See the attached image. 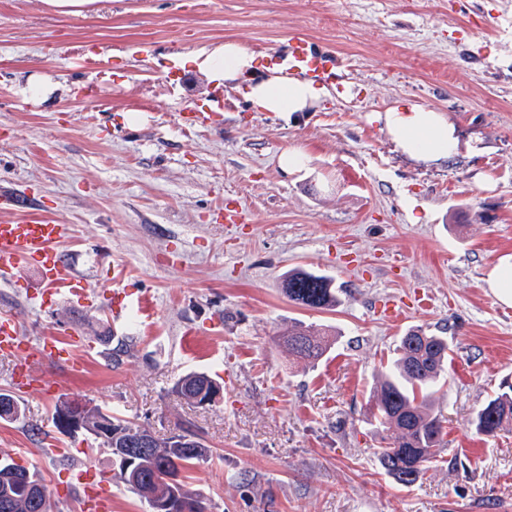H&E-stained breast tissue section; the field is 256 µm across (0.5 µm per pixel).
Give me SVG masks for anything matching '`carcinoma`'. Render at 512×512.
Listing matches in <instances>:
<instances>
[{"label": "carcinoma", "mask_w": 512, "mask_h": 512, "mask_svg": "<svg viewBox=\"0 0 512 512\" xmlns=\"http://www.w3.org/2000/svg\"><path fill=\"white\" fill-rule=\"evenodd\" d=\"M282 292L288 301L314 309H333L341 303L332 277L301 267L288 271ZM284 344L288 354L311 361L328 348L324 335L302 323L288 326ZM449 351L446 336L421 329L408 331L400 339L397 358L369 401L376 431L385 443L377 450L378 459L382 468L403 486L422 480L426 464L440 453L445 419L433 407L431 397L445 385ZM204 384L209 391H220L219 383L204 373L179 378L175 390L190 401ZM0 405V419H24V410L13 395L0 393ZM64 408L82 415L85 431L103 430L93 441L109 449L116 462H122L124 456L134 460L128 470H120L119 478L139 496L148 512H153L154 504L159 502L171 503L170 512H212V501L192 489L182 476L188 466L209 461L210 451L197 432L181 426L179 437L186 442H174L75 399L61 401L55 406V413ZM509 423L512 424V383L505 382L471 424L477 431L493 435ZM35 484L42 488L36 505L30 497ZM0 512H49V491L40 472L10 463L5 455H0Z\"/></svg>", "instance_id": "carcinoma-1"}]
</instances>
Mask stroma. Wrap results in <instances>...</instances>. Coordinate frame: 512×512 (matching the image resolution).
<instances>
[{
  "label": "stroma",
  "instance_id": "obj_1",
  "mask_svg": "<svg viewBox=\"0 0 512 512\" xmlns=\"http://www.w3.org/2000/svg\"><path fill=\"white\" fill-rule=\"evenodd\" d=\"M296 35L346 71L307 112L260 111L176 63L234 41L265 66ZM39 76L55 90L33 103L22 90ZM398 103L441 112L458 153L403 154L384 126ZM287 150L307 169L282 171ZM2 190L70 225L60 250L94 296L43 309L26 280L0 279V310L27 338L59 329L79 341L72 364L46 365L52 395L16 393L0 357V392L26 414L0 419V452L40 471L52 512H81L71 461L102 472L112 512H145L108 449L56 427L65 399L156 434L199 429L210 461L187 474L214 512H512V430L470 424L512 382V307L487 285L512 257V0H102L86 17L0 0ZM228 207L238 223H225ZM296 266L332 276L341 304L290 303L280 280ZM117 288L153 300V333L112 322ZM392 301L404 309L395 323L382 314ZM298 321L331 332L319 360L284 347ZM416 328L450 346L447 445L405 487L378 463L368 399ZM192 372L221 383L217 403L176 394ZM32 424L65 461L40 455Z\"/></svg>",
  "mask_w": 512,
  "mask_h": 512
}]
</instances>
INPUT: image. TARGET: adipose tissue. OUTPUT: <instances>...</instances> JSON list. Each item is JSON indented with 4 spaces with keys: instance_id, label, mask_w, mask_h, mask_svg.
<instances>
[{
    "instance_id": "adipose-tissue-1",
    "label": "adipose tissue",
    "mask_w": 512,
    "mask_h": 512,
    "mask_svg": "<svg viewBox=\"0 0 512 512\" xmlns=\"http://www.w3.org/2000/svg\"><path fill=\"white\" fill-rule=\"evenodd\" d=\"M183 66L204 73L218 86L244 82L247 97L266 112H303L319 103L325 94L323 86L288 75L278 67L264 74L258 72L255 55L234 42L189 53ZM384 120L391 140L412 159L437 162L458 150L452 128L433 109L415 104L395 105L386 110Z\"/></svg>"
}]
</instances>
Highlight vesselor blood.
Wrapping results in <instances>:
<instances>
[{
	"mask_svg": "<svg viewBox=\"0 0 512 512\" xmlns=\"http://www.w3.org/2000/svg\"><path fill=\"white\" fill-rule=\"evenodd\" d=\"M281 63L289 73L302 74L321 84L342 85L345 75L335 58L313 53L306 40L294 38ZM69 227L46 217H22L0 222V276L10 279L34 273L36 289L31 298L40 306L52 299L62 298L81 305L89 298L87 289L79 287L59 252ZM112 319L121 323L130 314H137L145 327H152L154 310L149 301L132 304L125 292L112 293L109 305ZM0 354L15 360L12 381L18 390H26L45 382L40 368L60 359H71V343L53 337L33 341L24 337L16 317L0 314ZM75 479L87 512H112V498L103 488L100 472L90 468L78 469Z\"/></svg>",
	"mask_w": 512,
	"mask_h": 512,
	"instance_id": "b4317fda",
	"label": "vessel or blood"
}]
</instances>
